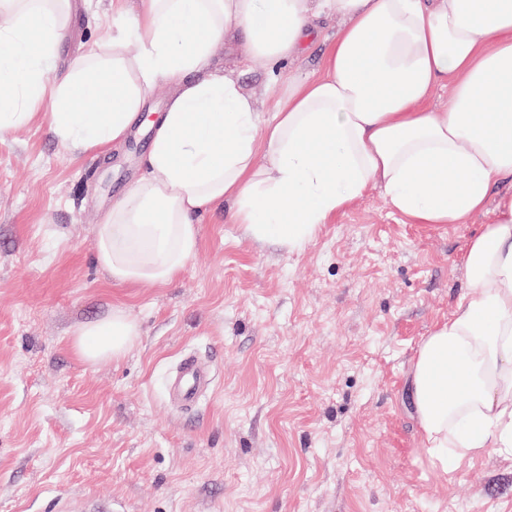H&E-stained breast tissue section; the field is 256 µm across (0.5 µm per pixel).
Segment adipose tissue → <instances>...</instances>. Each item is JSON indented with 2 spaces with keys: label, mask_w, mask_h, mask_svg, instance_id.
<instances>
[{
  "label": "adipose tissue",
  "mask_w": 512,
  "mask_h": 512,
  "mask_svg": "<svg viewBox=\"0 0 512 512\" xmlns=\"http://www.w3.org/2000/svg\"><path fill=\"white\" fill-rule=\"evenodd\" d=\"M69 11L70 0H0V133L41 107L64 150H103L158 80L175 86L145 173L96 226L95 261L113 284L172 283L198 250V219L225 204L246 235L294 250L373 185L411 223L463 224L512 181V0H145L111 57L89 50L49 92L42 71ZM329 14L345 24L321 74L289 80L272 111L210 70L231 33L248 57L280 66ZM440 89L450 107L434 112ZM496 198L464 257L472 294L411 369L421 445L444 469L490 448L512 453V194ZM75 336L96 362L138 333L114 308Z\"/></svg>",
  "instance_id": "1"
}]
</instances>
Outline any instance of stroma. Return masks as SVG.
Instances as JSON below:
<instances>
[{"mask_svg":"<svg viewBox=\"0 0 512 512\" xmlns=\"http://www.w3.org/2000/svg\"><path fill=\"white\" fill-rule=\"evenodd\" d=\"M46 84L89 48L112 53V0H73ZM288 65L318 73L323 41ZM274 107L268 64L240 41L211 61ZM169 82L107 153L63 150L42 116L0 134V512H512V453L445 471L420 445L409 393L417 350L471 295L464 255L494 219L411 224L380 188L302 249L244 236L229 206L164 286L111 284L95 263L101 213L144 171ZM118 305L139 335L88 364L75 328ZM194 354L215 374L191 411L168 379Z\"/></svg>","mask_w":512,"mask_h":512,"instance_id":"1","label":"stroma"}]
</instances>
